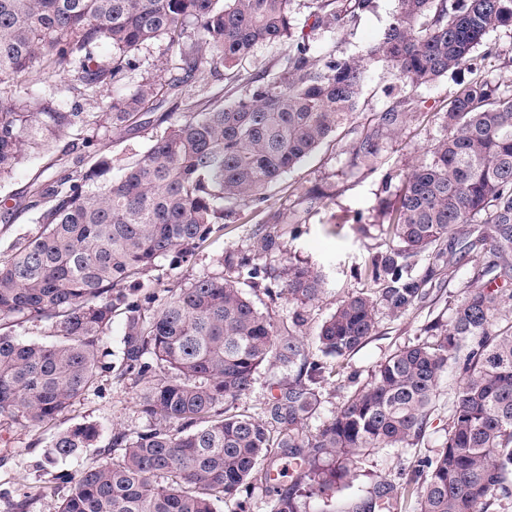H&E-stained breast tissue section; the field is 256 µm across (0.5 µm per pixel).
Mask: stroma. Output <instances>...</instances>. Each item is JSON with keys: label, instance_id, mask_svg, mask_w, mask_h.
<instances>
[{"label": "stroma", "instance_id": "35a3bbf8", "mask_svg": "<svg viewBox=\"0 0 512 512\" xmlns=\"http://www.w3.org/2000/svg\"><path fill=\"white\" fill-rule=\"evenodd\" d=\"M396 0H374V7L358 18L343 44L348 53H361L377 39L392 20ZM470 79L468 72L449 75L423 86L418 91L421 113L402 128L397 136L385 140L381 156L374 168L350 167L351 147L373 123L376 112L400 98L399 82L383 63L369 67V77L361 95V109L353 113L336 133L320 145L292 172L282 177L268 192V200L259 209H247L236 219L225 222L223 230L214 233L198 249L185 252L175 248L156 259L146 275L152 288L163 289L172 284L189 285L203 276L232 275L231 257L247 250L256 225L264 223L268 214H296V222L287 224L280 239V249L266 262V273L256 279H241L245 296L261 311L275 314L284 321L300 317L307 342H314L318 326L336 309L337 304L359 293L376 291L363 268L372 257L389 251L383 233L379 203L393 198L397 184L392 176L401 169L422 160L443 134L444 118L454 93ZM157 127L146 123L138 127L100 130L91 154H105L127 159L143 152ZM43 159L24 160L13 173L0 180V201L13 207L10 223H0V257H6L13 242L21 236L35 234L34 211L26 207V194L31 184L42 181ZM318 187L326 194L323 206L304 210L297 198L299 187ZM308 265L324 279V291L312 303H301L284 295L283 268L286 262ZM481 264L474 257L451 260L436 271H429L426 258H418L413 266L415 277L425 280L426 299L405 315L392 316L378 307V328L374 336L347 357L341 375L324 382L321 403L305 426L306 434H315L330 419L350 393L369 383L384 360L396 350L425 337L432 322L448 323L453 315V302L464 289L485 284ZM122 318H114L105 342L112 351V369L101 372L95 384L58 417L36 428H23L0 419V512H8V504L31 495L33 512H58L67 493L58 476L72 473L86 465L110 464L121 459L123 451L111 447L118 431L136 433L149 429L151 422L139 405L144 383L119 378L121 363ZM457 377L448 374L438 389L429 424L419 442L408 448H375L363 456L350 487L336 491L331 499L300 497L298 512H354L361 502L370 500L375 487L396 481L401 469L435 457L446 441L448 399L456 387ZM83 424H94L99 436L89 447L72 457L57 460L41 471L37 461L43 459L54 438Z\"/></svg>", "mask_w": 512, "mask_h": 512}]
</instances>
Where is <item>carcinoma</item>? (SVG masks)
<instances>
[{
	"instance_id": "cac0c4a2",
	"label": "carcinoma",
	"mask_w": 512,
	"mask_h": 512,
	"mask_svg": "<svg viewBox=\"0 0 512 512\" xmlns=\"http://www.w3.org/2000/svg\"><path fill=\"white\" fill-rule=\"evenodd\" d=\"M291 5L0 0V179L70 130L129 127L151 106L186 94L207 68L230 71L223 95L162 113L164 130L115 176L106 155L84 166L90 136L68 142L63 151L76 155V169L49 180L52 204L40 212L38 232L0 259V327L9 328L0 332L1 416L35 427L93 386L105 368L103 336L120 314L121 375L145 376L147 354L167 370L141 395L154 425L112 435L110 447L123 449L120 463L67 475L70 492L59 512H220L228 498L242 510L249 480L274 448L311 494L328 497L349 485L364 449L407 448L423 436L451 364L459 379L443 450L399 487L381 486L363 512H389L409 496L417 512H490L498 497L512 496V295L503 289H466L448 326L431 324L432 339L388 357L310 436L304 427L321 403L326 365L310 354L301 322L259 311L232 276L142 292L140 279L157 258L206 241L243 207H260L273 183L335 134L357 111L371 63L390 67L404 96L376 113L357 140L355 166L373 164L383 139L413 117L414 91L498 57L487 37L512 26V0H397L379 39L350 55L340 41L373 0H307L309 22L301 28L292 24ZM161 39L178 55V72L115 94L140 51ZM272 43L287 45L275 69L232 71ZM34 76L67 80L74 98L110 92L112 101L91 122L75 105L36 92ZM444 123L429 158L396 173L395 197L382 204L383 231L398 246L365 273L383 288L337 305L317 332L322 355L343 359L375 335L377 304L394 316L416 307L425 289L411 259L439 266L438 244L457 225H486L479 238L492 246L486 274L512 249V88L485 76L471 80L449 102ZM279 223L256 228L235 268L261 275L260 260L278 249ZM323 285L311 267L288 264L289 298L314 302ZM28 322L47 324L59 340L17 338ZM264 364L298 371L259 412L238 410ZM98 436L94 425L59 435L45 464ZM295 493L294 486L276 491L271 512H296Z\"/></svg>"
}]
</instances>
